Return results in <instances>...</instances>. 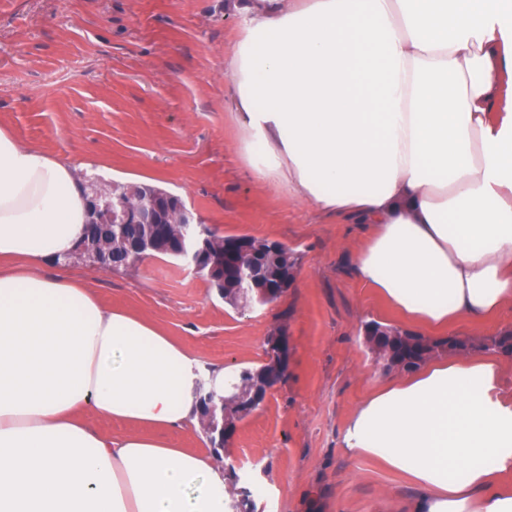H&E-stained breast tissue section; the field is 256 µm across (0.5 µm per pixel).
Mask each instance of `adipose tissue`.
I'll return each instance as SVG.
<instances>
[{
  "label": "adipose tissue",
  "instance_id": "adipose-tissue-1",
  "mask_svg": "<svg viewBox=\"0 0 512 512\" xmlns=\"http://www.w3.org/2000/svg\"><path fill=\"white\" fill-rule=\"evenodd\" d=\"M242 162L316 214L365 224L352 271L448 330L512 301V0H229ZM75 168L0 128V512H233L211 457L142 435L197 420L227 372L80 280ZM491 357L379 385L343 448L405 474L407 512H512V395ZM129 424L107 436L87 415Z\"/></svg>",
  "mask_w": 512,
  "mask_h": 512
}]
</instances>
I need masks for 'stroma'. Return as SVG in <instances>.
I'll list each match as a JSON object with an SVG mask.
<instances>
[{"mask_svg": "<svg viewBox=\"0 0 512 512\" xmlns=\"http://www.w3.org/2000/svg\"><path fill=\"white\" fill-rule=\"evenodd\" d=\"M225 2L0 0V127L107 181L166 189L220 234L286 245L297 259L290 287L244 311L175 258L56 269L154 323L206 368L262 365L268 337L287 336L286 375L221 453L233 499L249 490L253 512H400L416 487L342 448L354 409L404 374L376 360L364 327L441 333L405 321L354 277L365 225L317 217L243 164L224 91L238 19Z\"/></svg>", "mask_w": 512, "mask_h": 512, "instance_id": "35a3bbf8", "label": "stroma"}]
</instances>
